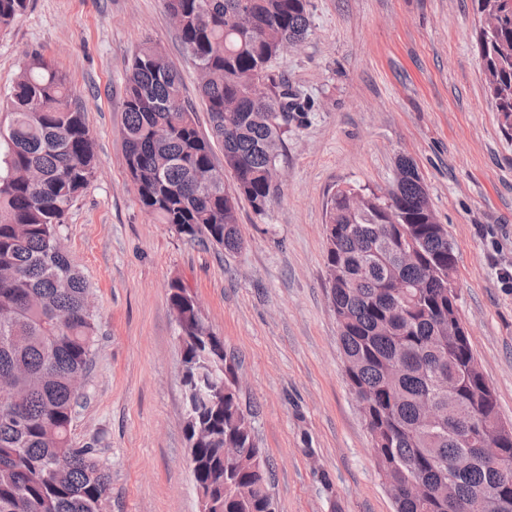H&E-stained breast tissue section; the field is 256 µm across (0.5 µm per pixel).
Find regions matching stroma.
Instances as JSON below:
<instances>
[{"label": "stroma", "instance_id": "stroma-1", "mask_svg": "<svg viewBox=\"0 0 512 512\" xmlns=\"http://www.w3.org/2000/svg\"><path fill=\"white\" fill-rule=\"evenodd\" d=\"M308 10L309 36L273 68L312 110L288 125L281 196L268 214L240 201L243 244L232 252L146 213L125 165V75L142 41L179 68L209 129L198 71L164 0H29L0 31V132L13 84L39 53L67 76L95 142L94 175L60 236L98 323L71 437L96 448L112 477L102 512L200 510L169 303L175 278L238 364L276 512H394L345 375L323 224L336 189L388 191L402 156L455 247L459 316L512 424V142L487 95L472 0H309Z\"/></svg>", "mask_w": 512, "mask_h": 512}]
</instances>
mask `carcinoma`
Listing matches in <instances>:
<instances>
[{
    "label": "carcinoma",
    "mask_w": 512,
    "mask_h": 512,
    "mask_svg": "<svg viewBox=\"0 0 512 512\" xmlns=\"http://www.w3.org/2000/svg\"><path fill=\"white\" fill-rule=\"evenodd\" d=\"M164 2L200 73L210 135L198 130L178 68L158 46L141 43L125 79V164L146 212L191 241L233 251L242 244L239 200L264 215L278 199L288 118L304 119L310 108L271 71L308 35V3ZM472 2L494 25L478 30L475 42L489 99L512 141V0ZM26 7L27 0H0V30ZM9 112L0 152V378L12 381L16 397L0 396V512H101L111 476L95 448H77L70 437L79 400L71 378L90 369L97 323L85 308L87 282L59 238L94 173V141L65 75L41 55L19 73ZM397 169L388 192L339 188L325 210L331 304L349 385L370 402L378 474L398 491L396 512H512V425L501 422L469 339L448 336L459 317L454 246L416 165L401 158ZM401 247L415 249L413 262L399 260ZM394 279L412 288L394 295ZM169 301L192 407L185 434L194 481L210 512H268L270 468L254 416L232 384L218 399L209 392L216 359L229 362L231 374L235 359L209 333L185 285L172 281ZM424 400L442 412L421 426ZM479 434L506 464L483 463ZM226 445L240 449L227 465ZM413 478L423 483L419 499L403 491ZM482 490L492 495L474 503Z\"/></svg>",
    "instance_id": "carcinoma-1"
}]
</instances>
